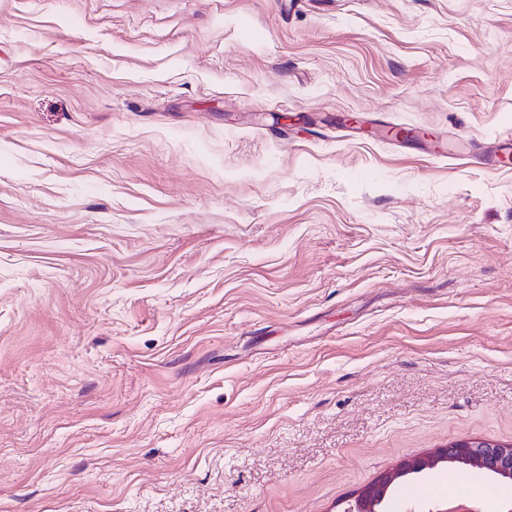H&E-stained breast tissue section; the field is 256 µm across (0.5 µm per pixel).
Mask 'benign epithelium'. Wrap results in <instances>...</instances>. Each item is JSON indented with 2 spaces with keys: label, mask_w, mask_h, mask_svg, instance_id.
<instances>
[{
  "label": "benign epithelium",
  "mask_w": 512,
  "mask_h": 512,
  "mask_svg": "<svg viewBox=\"0 0 512 512\" xmlns=\"http://www.w3.org/2000/svg\"><path fill=\"white\" fill-rule=\"evenodd\" d=\"M467 466L512 484V443L461 438L421 455L408 456L345 501L341 512H395L394 488L448 467Z\"/></svg>",
  "instance_id": "benign-epithelium-1"
}]
</instances>
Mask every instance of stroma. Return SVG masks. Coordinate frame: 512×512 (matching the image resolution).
I'll list each match as a JSON object with an SVG mask.
<instances>
[{"label":"stroma","instance_id":"35a3bbf8","mask_svg":"<svg viewBox=\"0 0 512 512\" xmlns=\"http://www.w3.org/2000/svg\"><path fill=\"white\" fill-rule=\"evenodd\" d=\"M507 134L512 0H0V512L512 443Z\"/></svg>","mask_w":512,"mask_h":512}]
</instances>
